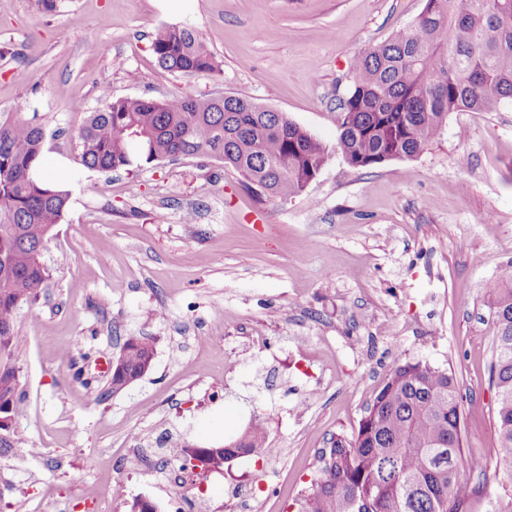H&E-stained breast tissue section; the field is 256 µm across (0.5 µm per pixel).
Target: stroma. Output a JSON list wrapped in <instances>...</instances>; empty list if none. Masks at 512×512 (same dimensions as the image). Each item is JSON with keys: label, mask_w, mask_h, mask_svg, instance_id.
Masks as SVG:
<instances>
[{"label": "stroma", "mask_w": 512, "mask_h": 512, "mask_svg": "<svg viewBox=\"0 0 512 512\" xmlns=\"http://www.w3.org/2000/svg\"><path fill=\"white\" fill-rule=\"evenodd\" d=\"M424 0H0V113L38 116L50 176L70 191L42 252L49 272L17 314L18 418L29 451L0 455V512H80L100 484L111 512L146 498L173 512L180 486L135 468L131 448L165 437L221 445L252 416L275 458L240 455L193 485L214 512L237 491L277 487V512L315 478L331 435L351 433L390 369L423 360L452 370L467 414L460 461L472 488L463 512L502 491L497 391L489 381L499 271L512 262V103L453 112L417 157L371 169L332 154L300 195L258 198L212 157L104 172L80 163L86 113L118 98L247 97L334 145L336 108L362 51L413 23ZM195 29L218 75L162 69L161 27ZM97 52H89V45ZM481 262H474V255ZM402 329L396 342L380 325ZM220 337L199 348L198 334ZM262 334L269 349L253 345ZM145 336L147 374L99 398L124 339ZM69 352L67 364L57 355ZM485 473L477 478L471 461Z\"/></svg>", "instance_id": "obj_1"}]
</instances>
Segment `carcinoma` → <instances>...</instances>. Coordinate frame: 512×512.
<instances>
[{
    "instance_id": "obj_1",
    "label": "carcinoma",
    "mask_w": 512,
    "mask_h": 512,
    "mask_svg": "<svg viewBox=\"0 0 512 512\" xmlns=\"http://www.w3.org/2000/svg\"><path fill=\"white\" fill-rule=\"evenodd\" d=\"M160 66L215 74L221 65L196 32L180 24L158 30ZM512 102V0H425L418 18L354 64V83L339 104L334 151L353 168L412 159L441 135L452 112H495ZM80 161L105 172L186 156H210L237 170L267 198L302 193L330 151L283 112L239 96L164 100L122 98L88 113L78 135ZM44 145L35 119L0 116V448L27 453L17 428L24 401L17 311L37 299L48 278L41 261L64 217L69 191L34 177ZM496 321L490 377L497 391L498 465L511 490L491 512H512V262L501 270L491 304ZM154 348L124 339L116 392L143 375ZM466 415L454 373L423 361L397 363L351 434L321 449L319 474L298 512H460L469 489L458 462ZM267 432L254 418L233 447L210 446L229 459L261 457Z\"/></svg>"
}]
</instances>
